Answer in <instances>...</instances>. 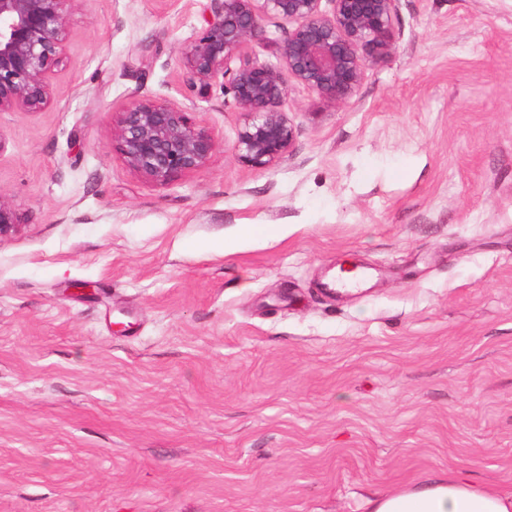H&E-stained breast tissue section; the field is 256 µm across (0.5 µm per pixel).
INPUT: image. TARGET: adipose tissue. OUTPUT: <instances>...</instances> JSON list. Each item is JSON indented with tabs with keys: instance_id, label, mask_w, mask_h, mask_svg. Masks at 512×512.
<instances>
[{
	"instance_id": "1",
	"label": "adipose tissue",
	"mask_w": 512,
	"mask_h": 512,
	"mask_svg": "<svg viewBox=\"0 0 512 512\" xmlns=\"http://www.w3.org/2000/svg\"><path fill=\"white\" fill-rule=\"evenodd\" d=\"M365 512H512V492L478 485L462 475L436 476L413 488L366 500Z\"/></svg>"
}]
</instances>
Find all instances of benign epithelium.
I'll return each mask as SVG.
<instances>
[{"label": "benign epithelium", "instance_id": "benign-epithelium-1", "mask_svg": "<svg viewBox=\"0 0 512 512\" xmlns=\"http://www.w3.org/2000/svg\"><path fill=\"white\" fill-rule=\"evenodd\" d=\"M77 2L0 0V112H38L50 103L52 78L65 60L67 16ZM398 2L208 0L205 25L181 60L188 87L205 91L220 84L245 115L234 145L237 159L268 169L291 152L296 138L283 110L288 78L330 104L345 103L369 66L391 55ZM272 18L284 36L266 30ZM259 35L276 46L278 63L260 62L246 51ZM112 141L131 170L160 185L203 170L220 148L184 104L137 96L112 113ZM20 229L0 192V241Z\"/></svg>", "mask_w": 512, "mask_h": 512}]
</instances>
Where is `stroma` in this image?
Listing matches in <instances>:
<instances>
[{
    "mask_svg": "<svg viewBox=\"0 0 512 512\" xmlns=\"http://www.w3.org/2000/svg\"><path fill=\"white\" fill-rule=\"evenodd\" d=\"M202 0H79L53 100L0 112V512H363L461 473L512 491V0H400L293 151L178 61ZM223 147L165 185L123 161L131 95ZM246 224L277 236L246 239ZM364 291L326 293L342 261ZM92 289H85V282ZM21 226L12 203L0 191V242L16 235Z\"/></svg>",
    "mask_w": 512,
    "mask_h": 512,
    "instance_id": "35a3bbf8",
    "label": "stroma"
}]
</instances>
